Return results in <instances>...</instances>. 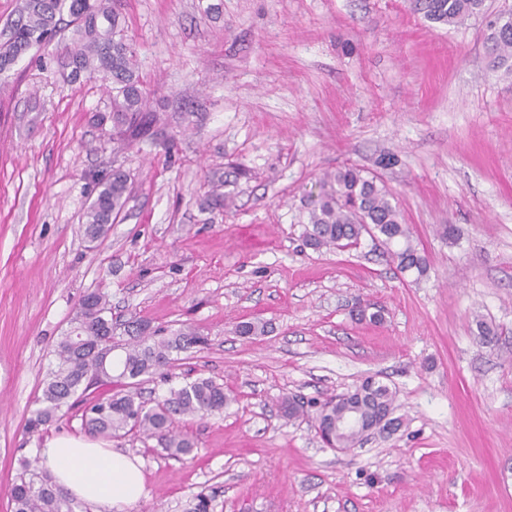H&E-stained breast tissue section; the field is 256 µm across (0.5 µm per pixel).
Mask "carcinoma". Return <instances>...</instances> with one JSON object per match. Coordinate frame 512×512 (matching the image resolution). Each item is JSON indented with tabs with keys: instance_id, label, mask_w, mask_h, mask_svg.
<instances>
[{
	"instance_id": "cac0c4a2",
	"label": "carcinoma",
	"mask_w": 512,
	"mask_h": 512,
	"mask_svg": "<svg viewBox=\"0 0 512 512\" xmlns=\"http://www.w3.org/2000/svg\"><path fill=\"white\" fill-rule=\"evenodd\" d=\"M414 12L441 25H455L484 12L485 0H411ZM73 27L72 48L67 53L77 73L98 76L112 84V123L127 140L150 136L154 112L136 70V51L124 34L113 0H24L9 38L0 45V74L34 47L49 44L66 27ZM487 50L491 70L512 75V11L488 22ZM129 176L116 169L100 183L96 199L86 212L85 234L95 241L106 234L113 218L128 199ZM369 235L383 247L396 269L422 277L427 260L412 239L394 195L376 179L356 167L326 172L319 193L308 210L305 242L315 250L334 251L356 245ZM71 331L58 341L55 366L37 399L38 407L25 424L30 437H40L51 423L83 405L82 423L90 433L107 438L134 434L155 439L168 456L182 458L195 448L191 437L175 426L180 418L219 412L230 402L224 387L210 378H198L153 403L138 385L174 366L173 353L205 343V338L185 324L170 336L149 331L132 321L126 325L128 339L123 356L112 357V304L106 293L86 295L70 319ZM235 333L242 337L264 336L266 323L241 321ZM114 385L107 398H89L94 385ZM396 396L383 382L367 377L356 390L331 397L315 409L319 434L345 448H354L367 432L395 433L402 418L394 416ZM363 421L359 429L346 426L350 413ZM13 512H74V505L47 474L29 463L11 488Z\"/></svg>"
}]
</instances>
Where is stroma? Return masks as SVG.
Returning a JSON list of instances; mask_svg holds the SVG:
<instances>
[{"label": "stroma", "mask_w": 512, "mask_h": 512, "mask_svg": "<svg viewBox=\"0 0 512 512\" xmlns=\"http://www.w3.org/2000/svg\"><path fill=\"white\" fill-rule=\"evenodd\" d=\"M485 6L442 26L410 0H121L155 120L119 150L105 88L63 70L60 41L0 76V512L23 460L85 432L76 410L39 439L25 423L98 291L116 339L134 319L207 339L145 398L198 377L233 397L180 421L196 443L184 459L109 441L145 476L121 512H187L201 492L213 512H512V76L491 71L484 39L512 0ZM344 166L396 194L425 277L367 237L347 252L304 245L319 177ZM116 168L128 201L88 241L84 215ZM359 303L383 322L358 320ZM254 319L267 335L235 334ZM480 319L496 345L480 343ZM369 376L396 394L391 436L339 453L310 416L280 413Z\"/></svg>", "instance_id": "1"}]
</instances>
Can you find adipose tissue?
<instances>
[{
	"instance_id": "adipose-tissue-1",
	"label": "adipose tissue",
	"mask_w": 512,
	"mask_h": 512,
	"mask_svg": "<svg viewBox=\"0 0 512 512\" xmlns=\"http://www.w3.org/2000/svg\"><path fill=\"white\" fill-rule=\"evenodd\" d=\"M43 454L57 485L86 502L114 508L135 503L143 494L144 477L137 459L98 441L58 436L48 442Z\"/></svg>"
}]
</instances>
